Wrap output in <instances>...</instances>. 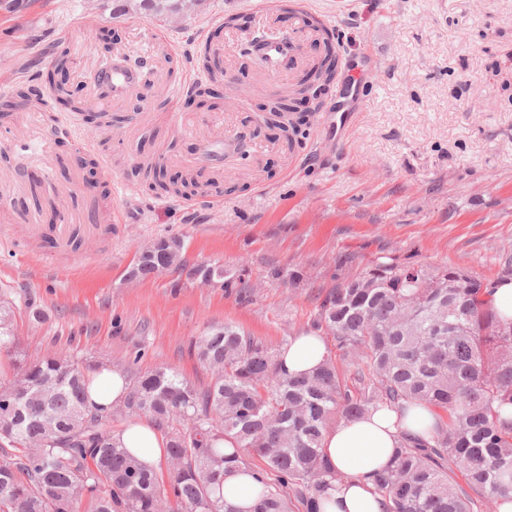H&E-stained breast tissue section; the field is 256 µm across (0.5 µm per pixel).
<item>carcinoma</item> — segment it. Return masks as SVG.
Masks as SVG:
<instances>
[{"instance_id":"carcinoma-1","label":"carcinoma","mask_w":512,"mask_h":512,"mask_svg":"<svg viewBox=\"0 0 512 512\" xmlns=\"http://www.w3.org/2000/svg\"><path fill=\"white\" fill-rule=\"evenodd\" d=\"M323 52L304 81L311 99L333 84L339 58L334 33L315 28ZM209 80L192 97L203 106L223 81L220 62L207 49L200 56ZM69 51L57 45L47 79L58 102L79 107L56 75L68 69ZM40 92L16 86L0 108L8 113ZM286 103H269L266 127L293 144L299 126L281 121ZM164 193L199 192L195 181H166ZM169 250L137 256L128 280L146 279L172 266L189 273L182 238L161 237ZM355 256L338 261L334 285L321 293L307 331L326 345L323 362L310 374L292 376L279 356L293 340L273 346L226 323L212 326L189 344V353L211 371L195 384L169 367L142 373L135 355L122 372L126 401L116 407L88 405L89 361L51 352L28 364L4 297L0 305V354L14 358L25 393L15 409L0 401V512H324L329 491L348 477L330 465L323 432L378 407L404 420L410 409L430 408L437 419L425 437L400 435L395 461L374 473L375 492L386 512H482L512 499V321L501 320L490 301L491 281L469 269L379 258L351 273ZM224 292L248 297V269L219 266ZM271 281L303 280L298 270L283 276L280 262L266 267ZM348 361L340 371L337 359ZM145 416L167 441V478L146 468L114 439V415ZM231 439L234 452L220 444ZM263 467L255 469L249 459ZM254 475L260 490L254 505L224 500V475L234 469Z\"/></svg>"}]
</instances>
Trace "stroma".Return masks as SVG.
Returning a JSON list of instances; mask_svg holds the SVG:
<instances>
[{"label": "stroma", "mask_w": 512, "mask_h": 512, "mask_svg": "<svg viewBox=\"0 0 512 512\" xmlns=\"http://www.w3.org/2000/svg\"><path fill=\"white\" fill-rule=\"evenodd\" d=\"M257 0H206L174 22L113 15L112 0H0V100L45 72L57 42L70 49L66 82L83 105L45 104L0 116V295L14 303L20 348L63 350L97 366L138 358L204 384L207 368L188 352L206 326L230 322L271 344L301 331L313 296L331 287L335 259L380 256L446 262L495 280L512 258V0H294L268 24ZM325 19L337 51L362 82L352 123L335 133L329 104L307 113L302 142L253 119L275 96L298 97L321 52L316 33L298 41L263 77L247 35L293 32L300 14ZM244 15L247 29L224 27ZM224 64L225 95L200 109L189 96L113 98L100 74L144 60L156 82L198 71L202 37ZM174 53H150V33ZM90 151L102 186L74 156ZM204 171L240 190L175 196L157 191L148 168ZM39 206H32V199ZM62 220H52V211ZM185 241L192 263L246 265L249 299L171 275L124 279L138 246ZM301 270L303 287L273 282L267 260ZM43 320H36L35 311Z\"/></svg>", "instance_id": "stroma-1"}]
</instances>
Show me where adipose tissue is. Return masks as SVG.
Masks as SVG:
<instances>
[{
	"mask_svg": "<svg viewBox=\"0 0 512 512\" xmlns=\"http://www.w3.org/2000/svg\"><path fill=\"white\" fill-rule=\"evenodd\" d=\"M325 354L321 338L302 334L281 353L280 360L290 373L308 374L322 363ZM127 392L118 369L101 368L94 372L89 387L92 404H122ZM434 422L432 412L416 407L401 427L397 426L394 413L385 409L330 425L322 437L324 455L335 469L347 475L348 481L331 490L325 505L327 512H385V501L375 492L371 474L392 463L402 431L424 436ZM116 439L150 469H159L166 457V442L149 423L130 424L117 433Z\"/></svg>",
	"mask_w": 512,
	"mask_h": 512,
	"instance_id": "adipose-tissue-1",
	"label": "adipose tissue"
}]
</instances>
